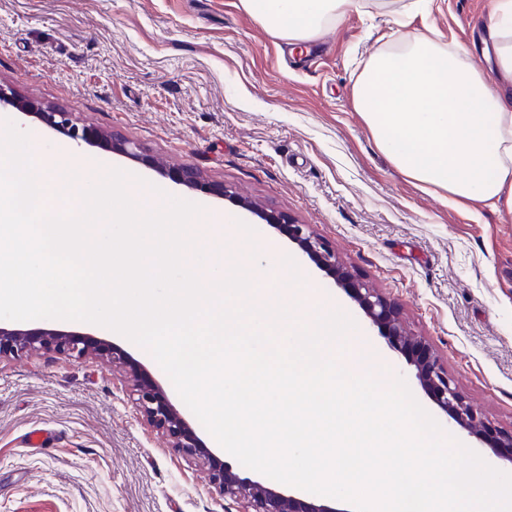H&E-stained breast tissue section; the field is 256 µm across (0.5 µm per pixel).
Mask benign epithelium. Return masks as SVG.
<instances>
[{"instance_id":"1","label":"benign epithelium","mask_w":512,"mask_h":512,"mask_svg":"<svg viewBox=\"0 0 512 512\" xmlns=\"http://www.w3.org/2000/svg\"><path fill=\"white\" fill-rule=\"evenodd\" d=\"M2 103L65 135L77 145H97L140 159L155 168L161 167L159 161L144 153L139 143L128 139L118 141L111 132L84 123L74 112L20 99L11 90L0 86ZM164 174L191 189L208 188L198 172L191 168H166ZM266 222L281 226L303 253L317 260L321 268L349 292L370 325L377 328L389 346L413 367L420 386L460 429L484 442L502 462L512 467V430L493 426L472 407L429 342L403 329L397 308L382 293L356 278L336 252L310 229V225L275 214L266 215ZM39 350H53L60 355L77 358L90 354L108 356L112 365L125 373L134 396L133 404L141 418L165 433L172 447L208 470L212 487L225 501L224 512H346L331 503L285 494L262 482L240 477L198 437L190 423L171 403L164 388L119 347L75 332L53 328L24 329L0 324V357H19Z\"/></svg>"}]
</instances>
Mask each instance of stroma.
<instances>
[{
    "mask_svg": "<svg viewBox=\"0 0 512 512\" xmlns=\"http://www.w3.org/2000/svg\"><path fill=\"white\" fill-rule=\"evenodd\" d=\"M493 0H440L401 31L477 42ZM388 13L371 0L296 46L240 0H0V85L138 141L170 166L235 192L191 190L148 164L77 148L167 194L206 203L298 257L415 399L450 435L503 469L454 426L358 305L258 210L311 225L339 259L393 301L472 404L512 427V210L447 204L378 151L354 104ZM37 428L44 448L29 447ZM0 512H224L206 471L137 414L107 359L53 352L0 359Z\"/></svg>",
    "mask_w": 512,
    "mask_h": 512,
    "instance_id": "1",
    "label": "stroma"
}]
</instances>
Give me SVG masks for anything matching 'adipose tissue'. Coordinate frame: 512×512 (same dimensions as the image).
<instances>
[{
	"instance_id": "ef3b65f1",
	"label": "adipose tissue",
	"mask_w": 512,
	"mask_h": 512,
	"mask_svg": "<svg viewBox=\"0 0 512 512\" xmlns=\"http://www.w3.org/2000/svg\"><path fill=\"white\" fill-rule=\"evenodd\" d=\"M273 35L305 42L365 0H240ZM484 49L494 77L470 51L427 35L390 34L366 62L355 106L378 148L406 177L453 205L512 209V0H493Z\"/></svg>"
}]
</instances>
